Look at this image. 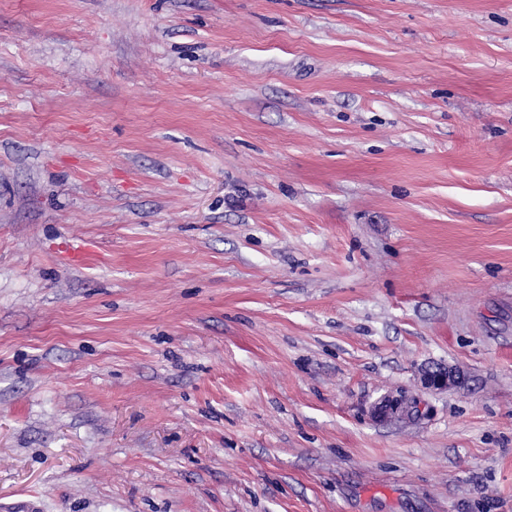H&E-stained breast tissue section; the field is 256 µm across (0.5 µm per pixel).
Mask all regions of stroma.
Here are the masks:
<instances>
[{
    "mask_svg": "<svg viewBox=\"0 0 512 512\" xmlns=\"http://www.w3.org/2000/svg\"><path fill=\"white\" fill-rule=\"evenodd\" d=\"M29 497L512 512V0H0ZM460 375L448 367L431 366L422 370V387L431 392L447 391L450 386L459 383ZM377 411L383 415L414 416L419 415L417 400L384 398L377 406Z\"/></svg>",
    "mask_w": 512,
    "mask_h": 512,
    "instance_id": "1",
    "label": "stroma"
}]
</instances>
